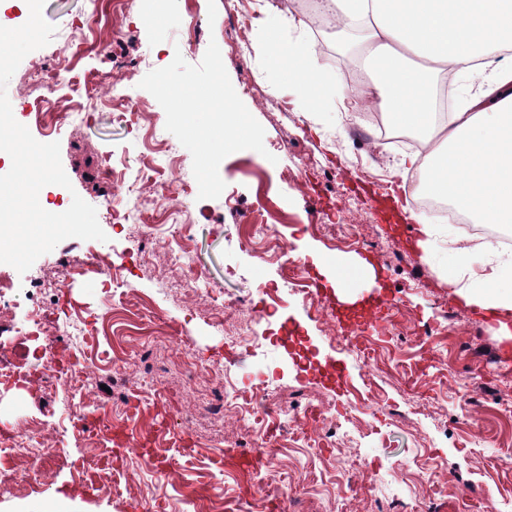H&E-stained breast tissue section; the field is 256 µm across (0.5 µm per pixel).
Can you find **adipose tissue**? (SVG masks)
<instances>
[{"label":"adipose tissue","mask_w":512,"mask_h":512,"mask_svg":"<svg viewBox=\"0 0 512 512\" xmlns=\"http://www.w3.org/2000/svg\"><path fill=\"white\" fill-rule=\"evenodd\" d=\"M337 25L364 32L352 60L367 80L356 100L396 128L418 131L426 155L407 157L426 179L421 191L463 210L478 224H512V0H321ZM280 68L306 101L320 86L308 52L290 48ZM480 69L486 77L447 120H437L433 94L449 71ZM420 191V192H421ZM420 260L468 307L512 342V250L490 238H456L447 225L417 216ZM448 240L451 252L437 243Z\"/></svg>","instance_id":"obj_1"}]
</instances>
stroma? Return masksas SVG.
<instances>
[{"mask_svg":"<svg viewBox=\"0 0 512 512\" xmlns=\"http://www.w3.org/2000/svg\"><path fill=\"white\" fill-rule=\"evenodd\" d=\"M289 0H103L93 29L74 28L89 0H45L52 41L21 62L7 86L16 120L39 142H59L70 187L45 186L41 205L53 213L80 196L97 210L106 241L68 238L26 273L0 266L13 290L0 307V354L19 355L15 331L27 318L31 276L53 288L52 312L39 337L59 367L87 363L79 386L51 383L40 367L26 382L0 385V432L40 423V440L65 447L44 474L32 460L15 461L0 484V512H475L495 502L512 512V349L502 350L489 320L463 306L423 265L373 202L374 191L410 189L416 169H403L410 146L377 143L366 121L336 133L354 89L347 52L335 34L312 25ZM268 5L294 18L287 44L314 54L325 91L306 108L283 83L255 23ZM247 40L236 52V34ZM62 64L95 88L88 119L54 128L34 117L38 99L25 74ZM167 92H159L157 78ZM121 85L145 114L129 128L112 104ZM250 86L244 94L242 86ZM237 91L246 130L221 153L213 87ZM140 173L135 188L101 173L103 158ZM178 197L174 214L160 190ZM137 196L153 224V243L112 210ZM362 222L361 243L342 242L339 227ZM368 258L386 271L394 338L383 327L355 331L373 364L336 341L330 320L316 319L302 296L284 287L291 258L305 281L322 274L321 260ZM204 276L184 294L171 288L180 261ZM244 300L256 315L252 341L240 346L213 327V296ZM225 372L232 387L254 392V411L218 415L185 384L176 347ZM336 361L347 376L336 390L316 375ZM269 394H261L265 384ZM288 410L282 431L265 405ZM334 408L342 423L334 446L315 452L302 423L314 405ZM191 409L193 420L179 417ZM109 415L114 431L90 441L71 438L78 419ZM271 442L279 454L266 500L253 498L237 453ZM297 502L278 500L281 481Z\"/></svg>","mask_w":512,"mask_h":512,"instance_id":"stroma-1","label":"stroma"}]
</instances>
